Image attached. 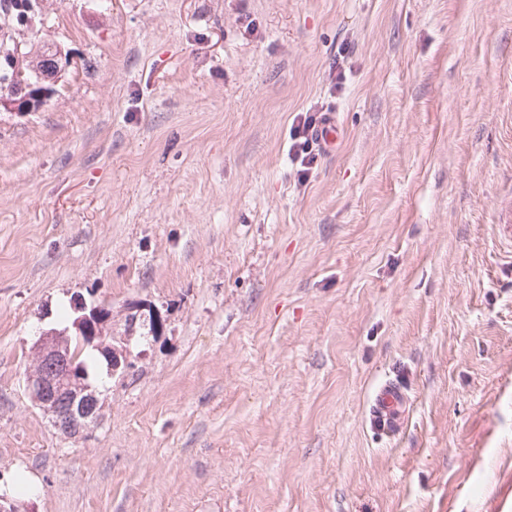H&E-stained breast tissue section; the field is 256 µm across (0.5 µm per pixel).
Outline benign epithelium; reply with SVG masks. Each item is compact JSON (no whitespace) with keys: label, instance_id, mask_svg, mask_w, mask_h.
Wrapping results in <instances>:
<instances>
[{"label":"benign epithelium","instance_id":"benign-epithelium-1","mask_svg":"<svg viewBox=\"0 0 512 512\" xmlns=\"http://www.w3.org/2000/svg\"><path fill=\"white\" fill-rule=\"evenodd\" d=\"M35 29L17 31L11 41L3 43L11 61L10 87L0 91V111L35 112L42 109L56 86L71 66L70 52L47 43L52 52V64L43 66V49L29 42ZM77 318L73 327L82 343L110 355L112 370L132 368L127 350L117 349L107 342L112 325V311L101 310L98 305L89 306L82 301L74 303ZM40 352L53 369L68 373L74 358L71 356V337L64 331H43L38 339ZM26 388L32 398L52 413L53 423L62 432L70 435L81 433L97 423L99 400L96 390L82 381L74 384L67 378L60 380L47 376L43 371L26 378Z\"/></svg>","mask_w":512,"mask_h":512}]
</instances>
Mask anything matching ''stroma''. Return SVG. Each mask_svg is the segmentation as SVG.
<instances>
[{
    "label": "stroma",
    "instance_id": "stroma-1",
    "mask_svg": "<svg viewBox=\"0 0 512 512\" xmlns=\"http://www.w3.org/2000/svg\"><path fill=\"white\" fill-rule=\"evenodd\" d=\"M43 5L77 66L41 111L0 112L16 512H495L512 0ZM324 107L342 140L302 186L288 130ZM79 298L111 307L134 368L99 364V422L73 438L25 375ZM134 303L154 339L127 335ZM387 380L409 397L393 437L366 418Z\"/></svg>",
    "mask_w": 512,
    "mask_h": 512
}]
</instances>
